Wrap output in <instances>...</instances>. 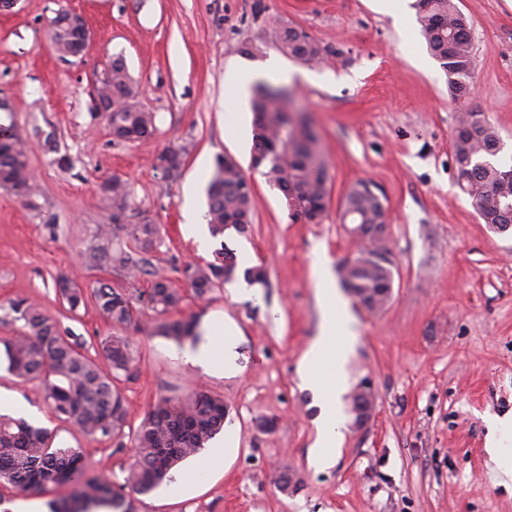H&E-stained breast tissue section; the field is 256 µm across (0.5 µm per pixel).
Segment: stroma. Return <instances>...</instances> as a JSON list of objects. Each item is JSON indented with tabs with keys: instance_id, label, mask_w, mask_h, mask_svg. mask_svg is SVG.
<instances>
[{
	"instance_id": "obj_1",
	"label": "stroma",
	"mask_w": 512,
	"mask_h": 512,
	"mask_svg": "<svg viewBox=\"0 0 512 512\" xmlns=\"http://www.w3.org/2000/svg\"><path fill=\"white\" fill-rule=\"evenodd\" d=\"M457 5L475 46L470 106L498 130L506 162L512 0ZM60 10L80 15L92 33L83 57L54 48L49 23ZM278 24L334 50L332 62L282 54ZM273 55L296 73L287 90L329 166L331 203L318 224L292 219L253 168L254 115L235 112L224 87L233 64L255 67ZM119 56L136 102L156 115L154 133L135 142L113 139L96 99L99 77ZM0 100L9 104L0 126L24 141L40 189L31 204L0 188V338L21 327L9 313L17 299L40 303L84 338L88 353L108 336L127 337L134 363L120 388L134 428L162 396L203 390L228 409L214 438L234 437L223 465L198 477L195 459L185 460L179 473L196 478L189 493L172 495L166 483L131 493V512H512V486L494 481L485 450L488 418L512 415V229L484 224L460 188L452 150L459 105L414 12L398 22L376 0H17L0 9ZM169 147L185 152L174 179L154 166ZM224 156L251 185L254 221L245 234L229 230L202 248L185 231L182 204L188 191L205 195ZM115 177L132 189L130 223L160 227L147 256L183 295L174 318L221 313L236 325L237 374H203L153 333L156 315L140 299L150 276L81 267L94 227L111 221L100 199ZM361 180L386 199L393 288L378 312L348 302L358 331L349 383H371L374 409L364 429L347 427L335 464L319 472L309 461L318 409L297 373L322 322L311 268L319 250L335 270L352 257L339 206ZM223 244L240 267L263 266L267 282L256 297H237L229 282L206 299L194 295L184 267L213 260ZM62 274L86 290L104 281L124 292L132 321L107 322L91 303L71 315L55 291ZM0 392L23 405L25 420L52 431L55 446L80 449L88 474L122 482L135 460L132 437L97 441L57 419L40 382L10 374L1 353ZM285 469L297 486L284 494L273 478Z\"/></svg>"
}]
</instances>
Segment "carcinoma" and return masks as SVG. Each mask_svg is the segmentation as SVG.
<instances>
[{"instance_id": "1", "label": "carcinoma", "mask_w": 512, "mask_h": 512, "mask_svg": "<svg viewBox=\"0 0 512 512\" xmlns=\"http://www.w3.org/2000/svg\"><path fill=\"white\" fill-rule=\"evenodd\" d=\"M420 35L430 56L448 77V92L461 106L455 128L462 134L452 141L458 172L467 178L470 206L486 224H512L511 170L497 161L501 152L498 130L480 113L467 106L473 83V39L468 19L456 0H415ZM278 46L304 63H318L334 55L306 31L291 26L276 29ZM277 87L258 85L248 108L261 121L252 148V166L263 168L266 181L280 192L290 191L292 216L308 221L323 218L330 203V176L309 121L291 118L284 112ZM99 101L112 107L109 122L117 141L134 142L152 134L155 116L135 102L131 77L123 59L112 60L109 83L98 87ZM184 163V153L167 149L156 156L155 167L174 178ZM246 177L237 164L216 160L210 179L208 225L213 237L234 229L243 234L252 223V191L245 189ZM0 186L33 201L36 185L24 143L0 126ZM128 183L112 178L104 199L112 205V223L99 224L82 264L90 270L118 269L145 274L148 260L144 253L159 236L158 225L147 219L126 224L130 207ZM341 221L352 231L368 234L376 224L387 223L383 197L369 191V183L357 182L341 203ZM123 231L129 239L125 247L112 244V233ZM376 252L362 250L351 263L340 266L345 288L367 310L376 311L388 300L393 274L391 266L375 261ZM185 278L199 299L241 276L250 283H263L260 266L239 268L236 255L226 245L214 252V260L204 265H188ZM147 293V303L160 317L153 333L177 343L199 340L194 320H171L167 314L182 301L178 289L157 272ZM57 293L69 310L78 311L88 301L113 323L132 320L130 297L101 283L88 294L66 275L56 279ZM10 309L23 321L22 328L7 339L0 338L7 370L19 379L38 381L44 386L51 412L93 439L112 441L124 436L128 426L125 400L118 386L128 375L133 355L125 336H108L101 354L92 358L84 353L85 340L63 331L42 310L29 301L10 303ZM224 427V400L200 391L184 400L158 398L134 433L135 461L127 470L124 483L86 473L83 454L74 448H56L55 437L43 427L26 420L0 415V484L20 491H34L48 483L68 484L69 495L49 504V512H130L126 492L146 495L154 491L183 460L198 455Z\"/></svg>"}]
</instances>
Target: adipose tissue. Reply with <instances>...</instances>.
Listing matches in <instances>:
<instances>
[{
    "label": "adipose tissue",
    "mask_w": 512,
    "mask_h": 512,
    "mask_svg": "<svg viewBox=\"0 0 512 512\" xmlns=\"http://www.w3.org/2000/svg\"><path fill=\"white\" fill-rule=\"evenodd\" d=\"M316 297L324 310L319 335L304 354L299 376L305 388L316 396L320 415L311 461L316 469L334 465L343 437L345 415L342 397L348 388L346 364L357 341L354 319L347 302L337 291L327 258H318L313 266ZM207 339L186 349L187 363L211 375H233L238 371L234 324L221 315H212L202 326ZM486 448L490 469L495 476L512 479V451L504 442L512 438V416L494 419Z\"/></svg>",
    "instance_id": "ef3b65f1"
}]
</instances>
